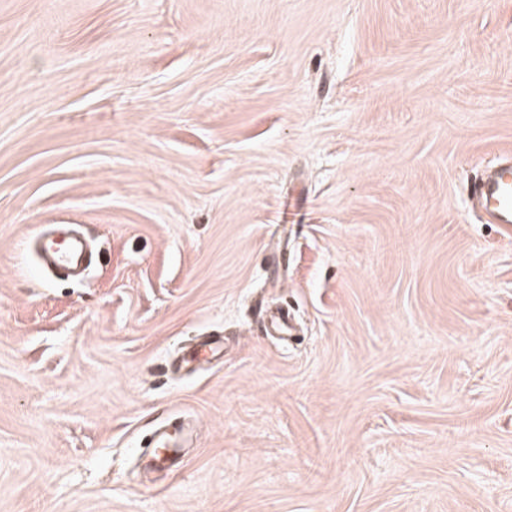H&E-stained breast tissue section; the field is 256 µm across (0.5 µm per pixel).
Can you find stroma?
Here are the masks:
<instances>
[{
	"mask_svg": "<svg viewBox=\"0 0 512 512\" xmlns=\"http://www.w3.org/2000/svg\"><path fill=\"white\" fill-rule=\"evenodd\" d=\"M502 150L512 0H0V512H512ZM494 224H512V158L487 166L484 175L469 187ZM67 245L63 248H56L54 237L40 233L33 240H28V246L38 249L43 263L62 269L66 272H80L86 261V254L83 242L74 237L68 238Z\"/></svg>",
	"mask_w": 512,
	"mask_h": 512,
	"instance_id": "1",
	"label": "stroma"
}]
</instances>
